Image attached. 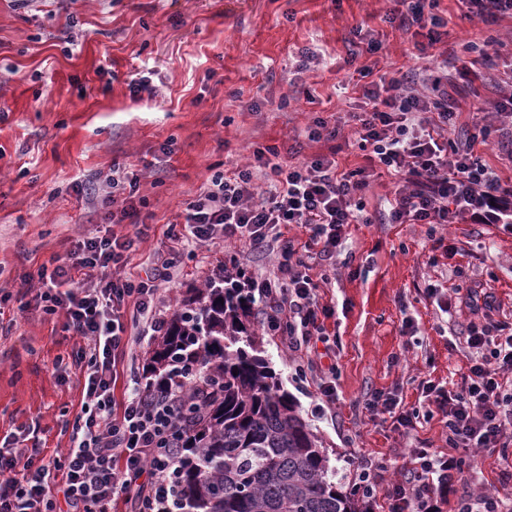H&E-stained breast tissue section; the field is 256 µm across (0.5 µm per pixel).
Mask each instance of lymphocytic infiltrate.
<instances>
[{
  "label": "lymphocytic infiltrate",
  "instance_id": "1",
  "mask_svg": "<svg viewBox=\"0 0 512 512\" xmlns=\"http://www.w3.org/2000/svg\"><path fill=\"white\" fill-rule=\"evenodd\" d=\"M399 27L423 31L427 52L444 24L436 0H401ZM351 113L363 149L395 176L398 188L387 210L391 224L512 225V187L482 163L476 148L487 143L491 126L465 138L444 137L455 106L440 76L407 72L379 75L362 86ZM277 147L253 152L254 162L233 177L217 173L186 206L185 220L168 225L167 243L144 278L114 276L127 266L145 231L139 226L146 200L139 178L122 176L121 208L106 212L107 224H135L134 235L96 234L76 241L65 255L52 256L37 272L36 300L48 315L62 314V329L79 337L71 364L82 385L81 409L69 446L54 457L28 445V430L0 444V512H112L119 501L133 512H174L182 458L176 430L183 410L201 383V371L176 368L148 375L117 360L129 344L164 335L168 321L157 305L161 284L177 274L175 258L217 241L240 242L273 255L269 274L248 286L264 310L263 327L280 336L290 351L328 343L325 322L334 311L319 301L318 283L307 274L309 260L333 257L350 225L360 223V200L367 181L339 170L335 155L319 154L286 164ZM266 189H258L257 178ZM304 230L305 239L288 235ZM469 374L458 390L422 384L448 429L451 454L429 448L410 451L405 478L386 487L374 465L360 468L356 487L366 501L383 498L388 512H435L440 490L461 482L464 463L455 449L507 454L512 449V394L501 382L512 374V334L493 325L472 326L466 338ZM124 398L116 400V385Z\"/></svg>",
  "mask_w": 512,
  "mask_h": 512
}]
</instances>
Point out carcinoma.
<instances>
[{
	"mask_svg": "<svg viewBox=\"0 0 512 512\" xmlns=\"http://www.w3.org/2000/svg\"><path fill=\"white\" fill-rule=\"evenodd\" d=\"M187 303L195 315H175L152 357L155 371L199 362L210 392L202 412L183 413L179 512H361L261 356L241 283H212Z\"/></svg>",
	"mask_w": 512,
	"mask_h": 512,
	"instance_id": "cac0c4a2",
	"label": "carcinoma"
}]
</instances>
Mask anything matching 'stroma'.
Returning <instances> with one entry per match:
<instances>
[{
  "label": "stroma",
  "instance_id": "obj_1",
  "mask_svg": "<svg viewBox=\"0 0 512 512\" xmlns=\"http://www.w3.org/2000/svg\"><path fill=\"white\" fill-rule=\"evenodd\" d=\"M397 0H0V292L12 294L16 323L0 334V439L35 426L52 455L66 447L62 422L80 410L76 378L59 380L78 337L62 330L18 293L21 278L80 236L95 233L104 210L96 196L113 166L140 173L148 234L127 266L145 275L167 224L217 171L248 163L255 148L277 146L295 162L335 153L342 168L362 172L369 221L355 224L336 257L312 260L320 301L334 308L326 327L336 343L338 401L331 416L311 414L315 386L298 379V354L257 329L264 357L295 399L336 471L353 488L366 460L385 482L401 478L412 448L448 452L441 414L411 433L389 416L366 411L375 391L405 409L425 406L423 382L447 389L468 373L465 338L485 320L512 328V232L467 219L458 224H385L395 179L360 148L346 112L349 74L448 68V93L461 107L448 128L460 138L486 117L501 75L512 65V16L487 25L463 19L460 0H439L447 17L431 57L414 32L388 23ZM373 31L377 51L356 29ZM324 57L299 67L300 52ZM498 50L495 65L475 64L477 50ZM148 76L157 95L136 101L133 79ZM310 96L300 94V87ZM339 123L333 141H309L316 118ZM163 290L166 315L181 311L190 290L222 276L269 271L268 257L222 243L181 254ZM467 486L512 502V456L464 452Z\"/></svg>",
  "mask_w": 512,
  "mask_h": 512
}]
</instances>
